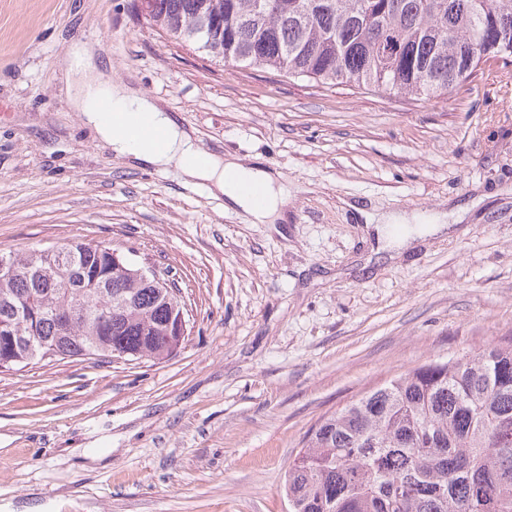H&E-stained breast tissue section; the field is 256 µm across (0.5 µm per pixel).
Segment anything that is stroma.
Listing matches in <instances>:
<instances>
[{
  "mask_svg": "<svg viewBox=\"0 0 512 512\" xmlns=\"http://www.w3.org/2000/svg\"><path fill=\"white\" fill-rule=\"evenodd\" d=\"M130 3L0 0V252L110 246L177 281L188 334L0 371V512H288L322 416L512 333V63L390 95L218 61ZM96 40L206 151L279 174L287 222L116 157L56 66ZM392 213L419 221L364 235Z\"/></svg>",
  "mask_w": 512,
  "mask_h": 512,
  "instance_id": "1",
  "label": "stroma"
}]
</instances>
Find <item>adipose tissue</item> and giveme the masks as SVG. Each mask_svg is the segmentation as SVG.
I'll return each mask as SVG.
<instances>
[{"label": "adipose tissue", "instance_id": "ef3b65f1", "mask_svg": "<svg viewBox=\"0 0 512 512\" xmlns=\"http://www.w3.org/2000/svg\"><path fill=\"white\" fill-rule=\"evenodd\" d=\"M101 43L76 45L59 67L72 92V103L86 125L114 154L142 167H176L184 178L207 184L212 192L249 215L254 223L272 224L285 218L288 190L269 169L241 157H222L198 147L191 133L158 101L126 83L113 82L100 65ZM148 120L163 135L154 145L126 131L122 118Z\"/></svg>", "mask_w": 512, "mask_h": 512}]
</instances>
